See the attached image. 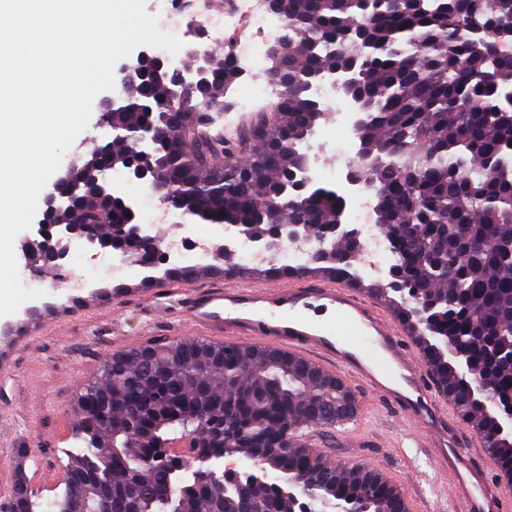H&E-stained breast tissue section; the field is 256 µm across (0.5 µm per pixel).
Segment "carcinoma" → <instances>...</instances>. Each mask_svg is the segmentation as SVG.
Wrapping results in <instances>:
<instances>
[{"label":"carcinoma","mask_w":512,"mask_h":512,"mask_svg":"<svg viewBox=\"0 0 512 512\" xmlns=\"http://www.w3.org/2000/svg\"><path fill=\"white\" fill-rule=\"evenodd\" d=\"M282 54L269 73L277 101L244 132L245 160L207 161L214 152L195 139V112L224 108L238 77L233 63L210 64L206 81L186 89L149 71L127 76L126 104L109 112L108 129L149 125L157 130L151 156L157 180L182 216L209 224H248L262 231L301 218L332 224L344 208L335 192L319 188L289 199L291 175L310 170L309 138L328 108L314 92L323 70L358 62L352 94L367 104L354 130L367 157L376 223L394 236L396 259L414 279V301L429 303L433 335L410 319L409 304L375 290L413 332L435 381L460 415L488 437L485 451L512 477V434H497L483 399L469 393L450 346L471 362L500 401L512 399V0H286ZM293 72L289 85L281 77ZM132 147L114 137L93 146L63 189L69 207L55 223L92 224L104 237L130 217L97 186L124 170ZM104 379L86 385L77 408L80 453L55 512L83 473L90 508L112 487L113 512H290L276 485L200 492L170 473V464L145 459V449L197 431L190 452L211 448L240 454L264 472L313 482L317 501L352 499L365 512H407L400 490L368 466H340L308 448L283 447L277 436L332 426L343 409L355 417L349 389L317 366L255 346L179 341L134 348L108 358ZM106 410L112 426L98 415ZM142 491H125L129 474ZM19 479L10 512H35Z\"/></svg>","instance_id":"cac0c4a2"}]
</instances>
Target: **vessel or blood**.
Listing matches in <instances>:
<instances>
[{
	"label": "vessel or blood",
	"mask_w": 512,
	"mask_h": 512,
	"mask_svg": "<svg viewBox=\"0 0 512 512\" xmlns=\"http://www.w3.org/2000/svg\"><path fill=\"white\" fill-rule=\"evenodd\" d=\"M167 292L176 298L178 322L212 343L249 341L364 384L374 399L406 415L408 440L450 480L459 512H504L512 483L492 482L466 453L467 447L485 446V436L464 435L405 324L349 279L305 269L285 278H238L198 288L171 282ZM23 454L10 449V466L0 469V498L12 496L13 465Z\"/></svg>",
	"instance_id": "1"
}]
</instances>
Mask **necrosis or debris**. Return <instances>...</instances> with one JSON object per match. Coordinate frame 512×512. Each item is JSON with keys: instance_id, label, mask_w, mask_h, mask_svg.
<instances>
[{"instance_id": "obj_1", "label": "necrosis or debris", "mask_w": 512, "mask_h": 512, "mask_svg": "<svg viewBox=\"0 0 512 512\" xmlns=\"http://www.w3.org/2000/svg\"><path fill=\"white\" fill-rule=\"evenodd\" d=\"M150 9L161 20L162 29H170L185 38L203 30L209 47L224 49L236 68L250 81L238 93L240 107H248L259 95L274 96L266 79L267 46L280 38L287 28L284 17L273 15L267 0H149Z\"/></svg>"}]
</instances>
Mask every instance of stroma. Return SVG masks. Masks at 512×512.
I'll use <instances>...</instances> for the list:
<instances>
[{"label": "stroma", "mask_w": 512, "mask_h": 512, "mask_svg": "<svg viewBox=\"0 0 512 512\" xmlns=\"http://www.w3.org/2000/svg\"><path fill=\"white\" fill-rule=\"evenodd\" d=\"M70 263L89 285L68 289L39 279L42 297L15 318L12 335L0 337V409L12 432L10 442L0 441V462L7 458L8 445L28 449L21 470L43 512L63 493L66 465L77 450L75 403L85 385L99 377L105 360L134 347L188 338L173 319L159 318L139 291L145 277L163 279L164 267L136 266L116 277L111 266L83 250L73 253ZM116 288L121 291L117 297L112 294ZM354 399L376 408L373 430L353 446L320 429L322 452L332 462L368 465L388 480L407 483L414 512H456L452 500L435 493L439 478L430 459L419 449L398 446L396 409L377 405L361 386Z\"/></svg>", "instance_id": "35a3bbf8"}]
</instances>
